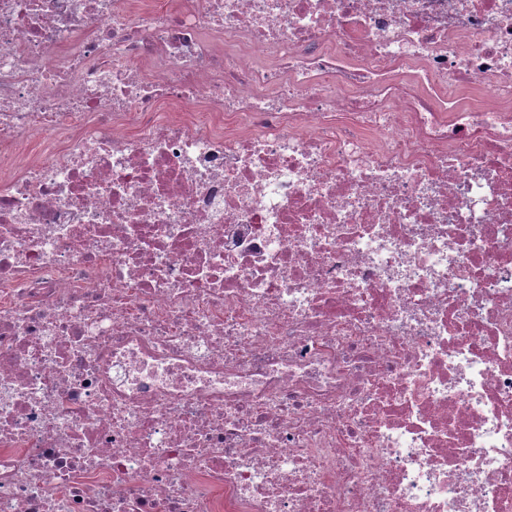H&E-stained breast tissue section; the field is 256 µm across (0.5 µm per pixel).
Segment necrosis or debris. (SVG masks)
Returning <instances> with one entry per match:
<instances>
[{
	"label": "necrosis or debris",
	"instance_id": "4bbe7bcc",
	"mask_svg": "<svg viewBox=\"0 0 512 512\" xmlns=\"http://www.w3.org/2000/svg\"><path fill=\"white\" fill-rule=\"evenodd\" d=\"M0 512H512V0H0Z\"/></svg>",
	"mask_w": 512,
	"mask_h": 512
}]
</instances>
